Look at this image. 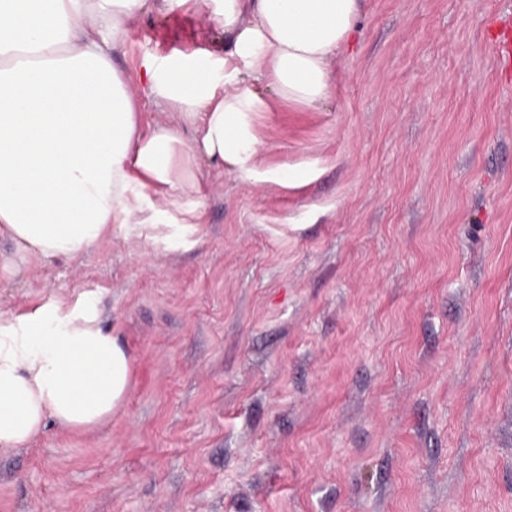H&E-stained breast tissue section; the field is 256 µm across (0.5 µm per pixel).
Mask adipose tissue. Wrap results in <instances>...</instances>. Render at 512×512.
<instances>
[{"label":"adipose tissue","mask_w":512,"mask_h":512,"mask_svg":"<svg viewBox=\"0 0 512 512\" xmlns=\"http://www.w3.org/2000/svg\"><path fill=\"white\" fill-rule=\"evenodd\" d=\"M149 0H0V237L23 258L74 260L109 234L153 240L146 193L177 205L202 168L251 173L264 83L315 107L336 84L331 60L349 47L360 0H219L232 48L224 85L145 59L140 88L112 62ZM180 112L144 121L142 95ZM133 385V363L100 325L94 301L47 299L0 320V453L29 444L47 421L85 431L109 421Z\"/></svg>","instance_id":"ef3b65f1"}]
</instances>
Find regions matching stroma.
Here are the masks:
<instances>
[{"mask_svg":"<svg viewBox=\"0 0 512 512\" xmlns=\"http://www.w3.org/2000/svg\"><path fill=\"white\" fill-rule=\"evenodd\" d=\"M216 8H150L114 65L223 84ZM507 23L512 0H361L333 97L266 93L251 175L146 195L157 239L13 271L0 240L1 318L88 294L138 376L102 426L1 454L0 512H512Z\"/></svg>","mask_w":512,"mask_h":512,"instance_id":"obj_1","label":"stroma"}]
</instances>
